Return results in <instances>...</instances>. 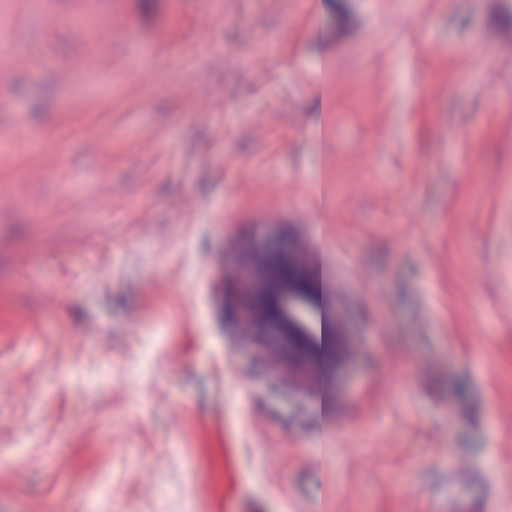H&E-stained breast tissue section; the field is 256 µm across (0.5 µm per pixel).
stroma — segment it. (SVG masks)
<instances>
[{
  "mask_svg": "<svg viewBox=\"0 0 512 512\" xmlns=\"http://www.w3.org/2000/svg\"><path fill=\"white\" fill-rule=\"evenodd\" d=\"M108 2L0 0V512H512V0ZM258 260L251 309L257 326L288 356V371L308 373L319 350L316 335L324 357L329 355L335 364L345 358L348 344L311 261L276 250L261 251Z\"/></svg>",
  "mask_w": 512,
  "mask_h": 512,
  "instance_id": "1",
  "label": "stroma"
}]
</instances>
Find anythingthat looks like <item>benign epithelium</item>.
Instances as JSON below:
<instances>
[{"label":"benign epithelium","mask_w":512,"mask_h":512,"mask_svg":"<svg viewBox=\"0 0 512 512\" xmlns=\"http://www.w3.org/2000/svg\"><path fill=\"white\" fill-rule=\"evenodd\" d=\"M258 260L251 309L257 326L288 356V371H307L320 349L335 363L345 358L348 344L311 261L276 250L261 251Z\"/></svg>","instance_id":"1"}]
</instances>
